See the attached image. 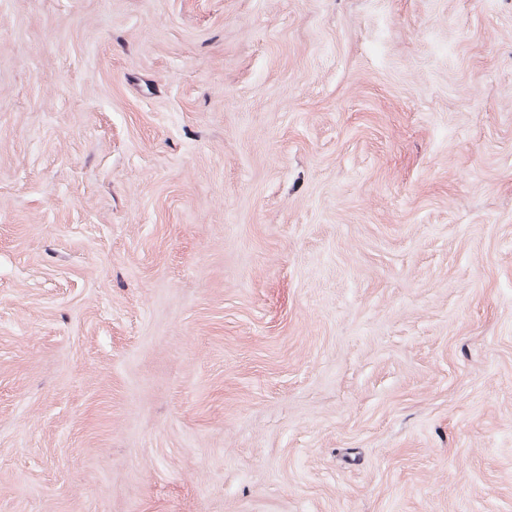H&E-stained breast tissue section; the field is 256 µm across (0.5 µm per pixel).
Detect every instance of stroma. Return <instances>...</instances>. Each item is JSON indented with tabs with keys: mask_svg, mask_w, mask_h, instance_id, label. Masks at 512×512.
I'll list each match as a JSON object with an SVG mask.
<instances>
[{
	"mask_svg": "<svg viewBox=\"0 0 512 512\" xmlns=\"http://www.w3.org/2000/svg\"><path fill=\"white\" fill-rule=\"evenodd\" d=\"M0 512H512V0H0Z\"/></svg>",
	"mask_w": 512,
	"mask_h": 512,
	"instance_id": "stroma-1",
	"label": "stroma"
}]
</instances>
